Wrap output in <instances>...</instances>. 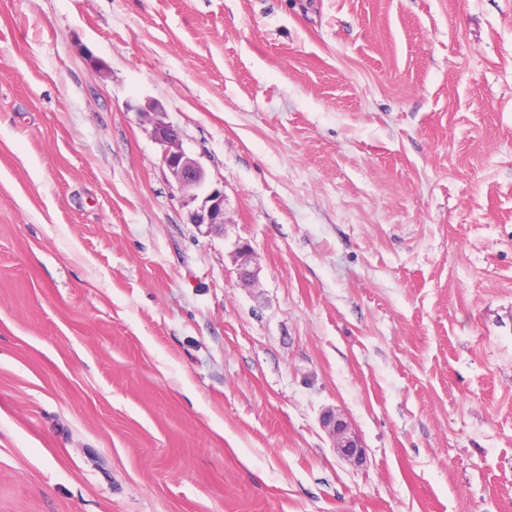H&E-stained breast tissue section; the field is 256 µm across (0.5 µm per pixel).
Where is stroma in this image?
Segmentation results:
<instances>
[{"instance_id": "35a3bbf8", "label": "stroma", "mask_w": 512, "mask_h": 512, "mask_svg": "<svg viewBox=\"0 0 512 512\" xmlns=\"http://www.w3.org/2000/svg\"><path fill=\"white\" fill-rule=\"evenodd\" d=\"M0 512H512V0H0ZM156 141L162 147V162L168 168L178 189L189 203H197L192 213L193 224L204 234L224 235V191L207 183L201 164L188 156L182 148L180 129L170 123L157 122ZM252 259V251L247 243H237L234 251V262L237 266L238 275L241 281L249 283L255 279L256 271L249 270ZM321 424L333 440V448L344 459L353 463H362L364 449L356 435L352 431L350 423L333 409L326 410L321 417Z\"/></svg>"}]
</instances>
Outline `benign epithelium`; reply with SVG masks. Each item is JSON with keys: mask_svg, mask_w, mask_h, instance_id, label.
<instances>
[{"mask_svg": "<svg viewBox=\"0 0 512 512\" xmlns=\"http://www.w3.org/2000/svg\"><path fill=\"white\" fill-rule=\"evenodd\" d=\"M156 141L162 147V162L168 168L178 189L188 202L196 204L192 213L193 223L205 228L207 235H224V191L208 185L201 164L188 156L182 148L181 131L170 123L158 122L154 127ZM252 251L247 243L236 244L234 262L241 281L255 279L256 271L248 269ZM321 424L333 440V448L344 459L361 463L364 449L352 431L350 423L336 411L329 409L322 414Z\"/></svg>", "mask_w": 512, "mask_h": 512, "instance_id": "7a95c632", "label": "benign epithelium"}]
</instances>
